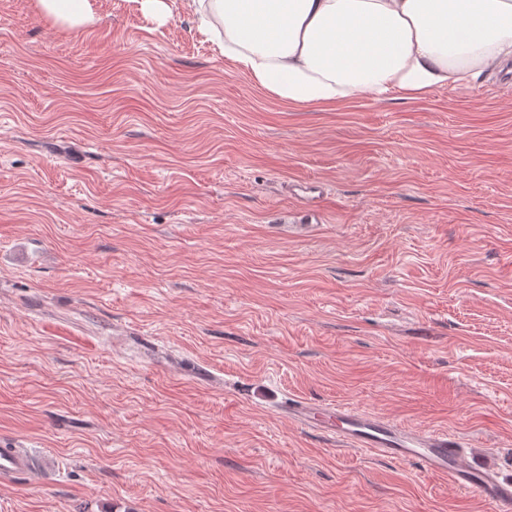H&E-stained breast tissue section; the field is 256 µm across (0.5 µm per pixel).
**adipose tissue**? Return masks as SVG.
Masks as SVG:
<instances>
[{"label": "adipose tissue", "mask_w": 512, "mask_h": 512, "mask_svg": "<svg viewBox=\"0 0 512 512\" xmlns=\"http://www.w3.org/2000/svg\"><path fill=\"white\" fill-rule=\"evenodd\" d=\"M82 32L90 0H38ZM224 56L293 106L417 99L467 85L512 58V0H187Z\"/></svg>", "instance_id": "ef3b65f1"}]
</instances>
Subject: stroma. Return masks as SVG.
<instances>
[{
    "mask_svg": "<svg viewBox=\"0 0 512 512\" xmlns=\"http://www.w3.org/2000/svg\"><path fill=\"white\" fill-rule=\"evenodd\" d=\"M91 2L74 34L0 0V439L57 461L0 512H495L282 406L512 481V85L296 107L181 0ZM296 189L303 193V195L299 193L297 195L301 197L303 205H306L309 222L318 224V222L312 223V220L318 219L321 212L317 204H321L322 187L317 183H310L309 185L299 184V188ZM316 193L317 195H315ZM286 413L297 427L319 431L346 447L379 457L414 461L422 471L447 477L449 484L478 495L497 511L512 510V482L500 480L490 467L476 465L461 441L447 430H420L374 412L306 400H292Z\"/></svg>",
    "mask_w": 512,
    "mask_h": 512,
    "instance_id": "obj_1",
    "label": "stroma"
}]
</instances>
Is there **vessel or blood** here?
I'll use <instances>...</instances> for the list:
<instances>
[{"label":"vessel or blood","instance_id":"obj_1","mask_svg":"<svg viewBox=\"0 0 512 512\" xmlns=\"http://www.w3.org/2000/svg\"><path fill=\"white\" fill-rule=\"evenodd\" d=\"M286 412L297 427L321 432L346 447L379 457L416 462L422 471L447 477L449 484L478 495L497 512H512V482L499 479L492 468L476 465L461 441L448 431L420 430L370 411L306 400L291 401ZM51 463L46 456L40 464H33L30 449L2 443L0 483L12 482L22 473L28 474L30 483H39Z\"/></svg>","mask_w":512,"mask_h":512}]
</instances>
